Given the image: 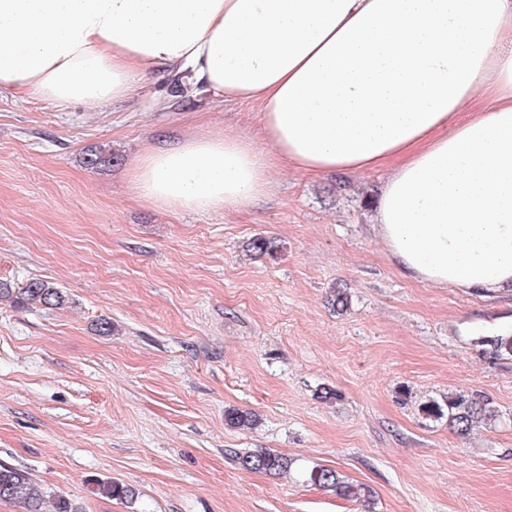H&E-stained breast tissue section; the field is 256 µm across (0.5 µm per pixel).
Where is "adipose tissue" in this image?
I'll return each instance as SVG.
<instances>
[{
  "label": "adipose tissue",
  "instance_id": "1",
  "mask_svg": "<svg viewBox=\"0 0 512 512\" xmlns=\"http://www.w3.org/2000/svg\"><path fill=\"white\" fill-rule=\"evenodd\" d=\"M157 71L256 104L267 147L149 146L140 200L231 211L279 162L384 168L373 221L405 275L512 293V0H0V95L94 110Z\"/></svg>",
  "mask_w": 512,
  "mask_h": 512
}]
</instances>
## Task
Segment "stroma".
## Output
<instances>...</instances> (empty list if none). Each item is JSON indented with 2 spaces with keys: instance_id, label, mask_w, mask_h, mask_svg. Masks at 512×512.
I'll list each match as a JSON object with an SVG mask.
<instances>
[{
  "instance_id": "stroma-1",
  "label": "stroma",
  "mask_w": 512,
  "mask_h": 512,
  "mask_svg": "<svg viewBox=\"0 0 512 512\" xmlns=\"http://www.w3.org/2000/svg\"><path fill=\"white\" fill-rule=\"evenodd\" d=\"M224 132L265 146L256 105L179 93L161 74L97 110L0 96V280L69 296L0 305V463L81 512H512V358L479 342L512 333V295L403 275L373 224L382 170L281 165L230 212L134 194L151 142ZM99 145L120 162L85 167ZM257 236L282 243L278 258L249 256ZM335 286L351 298L342 314ZM456 390L496 411L465 438L422 411ZM229 409L259 422L232 427ZM257 448L290 471L242 469L236 453ZM315 466L370 498L307 483ZM107 478L133 498L93 494ZM68 300L62 288L42 279H30L21 288L0 281V304L8 302L17 308L40 306L45 309H59Z\"/></svg>"
}]
</instances>
